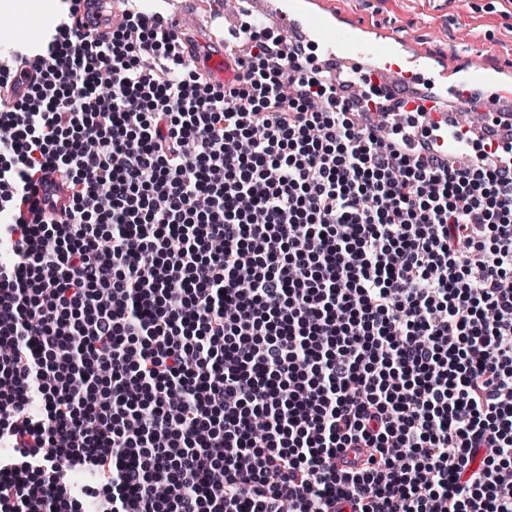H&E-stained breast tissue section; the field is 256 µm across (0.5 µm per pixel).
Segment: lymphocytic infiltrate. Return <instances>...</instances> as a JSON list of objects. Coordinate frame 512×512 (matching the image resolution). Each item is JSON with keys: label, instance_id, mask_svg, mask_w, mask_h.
Segmentation results:
<instances>
[{"label": "lymphocytic infiltrate", "instance_id": "obj_1", "mask_svg": "<svg viewBox=\"0 0 512 512\" xmlns=\"http://www.w3.org/2000/svg\"><path fill=\"white\" fill-rule=\"evenodd\" d=\"M63 2L0 101V214L73 191L0 224V512H512V141ZM184 16L176 13L174 19L163 20L162 25L172 28L179 41L185 44L189 49L192 44L188 40V26L182 21ZM173 25V27H171ZM249 35L240 32L239 28L231 26L227 32H224V39L219 42H209L210 48L201 51H195L192 47L190 54L192 61L198 69L203 72L211 81L223 83L224 85L233 80L234 76L244 60L242 47L249 42ZM41 181L51 182L57 186L58 200L55 204V208L50 209L47 212H56L57 214H61V211L68 205L69 192L66 189V187L63 185V181L61 179L59 172L55 169H48L46 171H43L40 173V175L36 181L37 182L36 185L39 188H40Z\"/></svg>", "mask_w": 512, "mask_h": 512}]
</instances>
